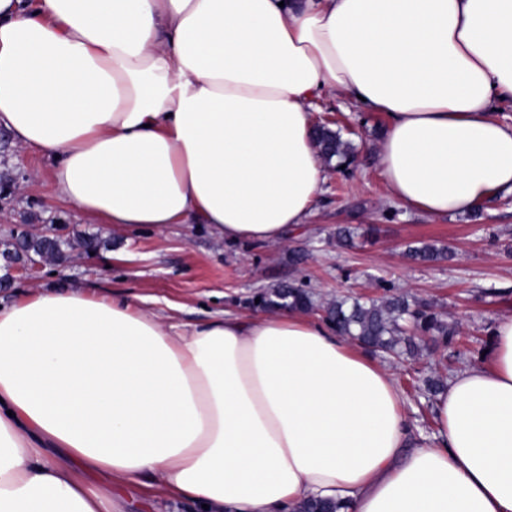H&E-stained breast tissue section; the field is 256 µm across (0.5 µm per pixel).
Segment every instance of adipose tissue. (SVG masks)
<instances>
[{"mask_svg": "<svg viewBox=\"0 0 512 512\" xmlns=\"http://www.w3.org/2000/svg\"><path fill=\"white\" fill-rule=\"evenodd\" d=\"M334 90L386 114L392 200L512 193V0H0V126L116 229L287 240ZM145 475L208 512H512V315L426 439L387 368L297 310L191 323L70 285L0 304V512H124Z\"/></svg>", "mask_w": 512, "mask_h": 512, "instance_id": "ef3b65f1", "label": "adipose tissue"}]
</instances>
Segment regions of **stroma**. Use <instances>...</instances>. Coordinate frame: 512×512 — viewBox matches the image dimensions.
I'll return each instance as SVG.
<instances>
[{
    "label": "stroma",
    "mask_w": 512,
    "mask_h": 512,
    "mask_svg": "<svg viewBox=\"0 0 512 512\" xmlns=\"http://www.w3.org/2000/svg\"><path fill=\"white\" fill-rule=\"evenodd\" d=\"M312 117L335 123L354 146L357 165L344 175L327 172L312 214L286 243L255 246L217 239L205 224L125 233L84 218L56 196L51 160L21 147L0 127V245L18 224H69L76 233H97L103 240L94 254L77 249L68 263H41L16 275L9 287L0 288V300L13 302L30 289L71 282L95 294L148 297L162 310L173 304L176 317L201 323L225 310L252 314L248 300L255 291L301 277L322 300L345 291L374 295L376 280L386 278L401 291L432 301L460 329L466 355L455 360L437 351L422 357L426 372L446 375L476 362L496 321L512 315V255L505 251L512 245V195L477 215L433 218L389 206L377 160L386 116L363 111L333 93L319 102ZM340 224H376L380 232L348 250L337 247L333 237ZM419 241L449 246L454 260L412 263L405 250ZM296 252L306 255L297 266L289 261ZM488 288L499 289L500 297L484 299Z\"/></svg>",
    "instance_id": "35a3bbf8"
}]
</instances>
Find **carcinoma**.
<instances>
[{
	"mask_svg": "<svg viewBox=\"0 0 512 512\" xmlns=\"http://www.w3.org/2000/svg\"><path fill=\"white\" fill-rule=\"evenodd\" d=\"M320 130V144L326 164L338 172L343 168L350 169L355 161L353 145L343 140L338 130L327 125L320 127ZM357 230L358 227L353 224L336 225V243L344 247L352 246ZM76 245L87 252L100 247L101 239L89 233L79 234L74 239L14 237L8 248L0 252V257L5 261L6 271L12 263L23 259L37 263L43 260L61 263L71 257ZM407 256L418 264L452 259L448 247L437 243L411 245ZM375 288L380 291L377 297L342 295L324 302L316 297L307 282L294 280L257 291L250 305L268 312L294 308L306 314L318 313L337 335L371 352L404 357L416 362L422 356L424 346L430 342L452 350V356L458 359L464 355L455 323L436 311L430 302L410 300L384 279L378 280ZM444 385L445 379L441 375H410V388L429 400L434 399ZM343 508L344 505L339 501L320 499L299 505L297 512H341Z\"/></svg>",
	"mask_w": 512,
	"mask_h": 512,
	"instance_id": "obj_1",
	"label": "carcinoma"
}]
</instances>
